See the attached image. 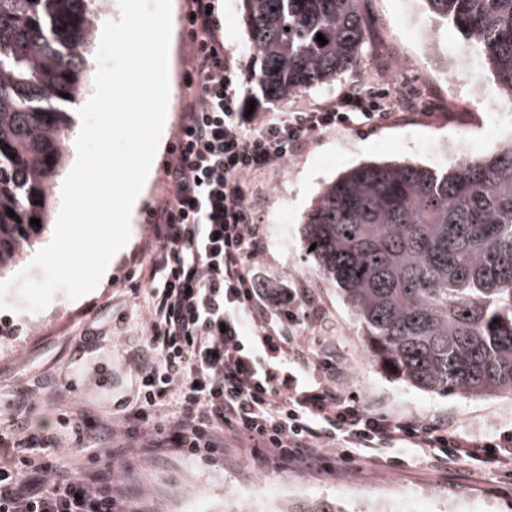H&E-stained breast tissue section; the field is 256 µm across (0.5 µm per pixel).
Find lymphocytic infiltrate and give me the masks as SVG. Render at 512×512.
Segmentation results:
<instances>
[{
  "mask_svg": "<svg viewBox=\"0 0 512 512\" xmlns=\"http://www.w3.org/2000/svg\"><path fill=\"white\" fill-rule=\"evenodd\" d=\"M220 0H188L190 67L185 115L164 166L151 250L140 274L151 322L129 352L138 381L115 419L121 455L171 448L219 462L229 443L262 465L330 468L368 460L399 465L406 448L445 468L491 464L512 479V428L472 436L442 419L418 422L366 408L335 383L336 365L316 360L296 337L318 307L306 293L282 300L259 287L248 261L264 250L249 200L252 180L283 166L321 132L397 120L391 101L353 90L301 112L244 114L245 78L221 40ZM0 512H128L121 487L90 469L50 474L49 431L0 447Z\"/></svg>",
  "mask_w": 512,
  "mask_h": 512,
  "instance_id": "obj_1",
  "label": "lymphocytic infiltrate"
}]
</instances>
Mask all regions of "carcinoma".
I'll return each instance as SVG.
<instances>
[{
    "instance_id": "carcinoma-1",
    "label": "carcinoma",
    "mask_w": 512,
    "mask_h": 512,
    "mask_svg": "<svg viewBox=\"0 0 512 512\" xmlns=\"http://www.w3.org/2000/svg\"><path fill=\"white\" fill-rule=\"evenodd\" d=\"M241 2L271 103L362 61L363 0ZM421 3L512 99V0ZM94 31L91 0H0V269L39 232L30 219L45 224L68 138L58 103L76 101ZM304 238L383 370L427 391L512 397V137L442 169L373 160L344 170L307 212ZM285 512L342 510L311 500Z\"/></svg>"
}]
</instances>
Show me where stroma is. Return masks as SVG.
<instances>
[{
  "label": "stroma",
  "instance_id": "obj_1",
  "mask_svg": "<svg viewBox=\"0 0 512 512\" xmlns=\"http://www.w3.org/2000/svg\"><path fill=\"white\" fill-rule=\"evenodd\" d=\"M222 6L224 49L236 57L247 79L244 98L255 101L256 111L299 112L335 100L343 90L359 84L371 93L391 97L420 93L428 105L426 111L405 113L393 124L324 132L291 156L284 167L252 182L251 200L266 242L252 266L259 286L294 288L315 299L321 316L306 328V342L341 367L339 386L358 395L365 406L400 418L446 419L475 435L512 427V398L446 396L382 372L367 354L347 305L335 287L320 278L303 243L306 212L339 172L381 159L437 167L428 144L480 143L490 120L488 113L462 99L448 105L435 77H424L421 67L390 78L394 62L411 54L403 35L401 0H364L362 62L336 83L307 90L280 107L259 102L260 90L254 80L257 62L246 48L241 4L223 0ZM186 9L187 0H172L171 107L161 136L163 150L135 218L138 233L131 252L114 262L106 285L81 298L72 299L59 291L52 306L33 312L12 294L8 297L11 310L0 311V414L10 413L27 400V391H34L29 416L58 436L62 449L49 453L47 460L60 471L87 466L110 476L118 469L103 449L100 425L136 383L126 357L145 326L139 269L155 244L152 210L165 192L164 164L183 118L182 84L192 51L184 29ZM59 393L67 396L68 405L82 410L89 429L79 433L62 420L65 407L55 402ZM133 468L129 494L134 501L150 503L154 512H224L225 502L231 499L266 512L269 503L310 498L342 502L348 512H366L373 497L368 486L379 479L422 495L418 512H512V485L495 469L472 462L444 471L412 461L384 470L361 461L333 471L318 466L273 471L235 448L225 453L220 466L186 460L170 451H153L142 455Z\"/></svg>",
  "mask_w": 512,
  "mask_h": 512
}]
</instances>
